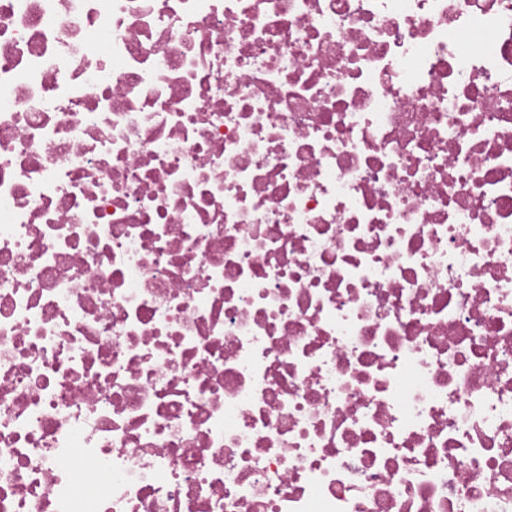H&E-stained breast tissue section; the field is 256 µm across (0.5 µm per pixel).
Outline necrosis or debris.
<instances>
[{
	"mask_svg": "<svg viewBox=\"0 0 512 512\" xmlns=\"http://www.w3.org/2000/svg\"><path fill=\"white\" fill-rule=\"evenodd\" d=\"M0 512H512V0H0Z\"/></svg>",
	"mask_w": 512,
	"mask_h": 512,
	"instance_id": "1",
	"label": "necrosis or debris"
}]
</instances>
